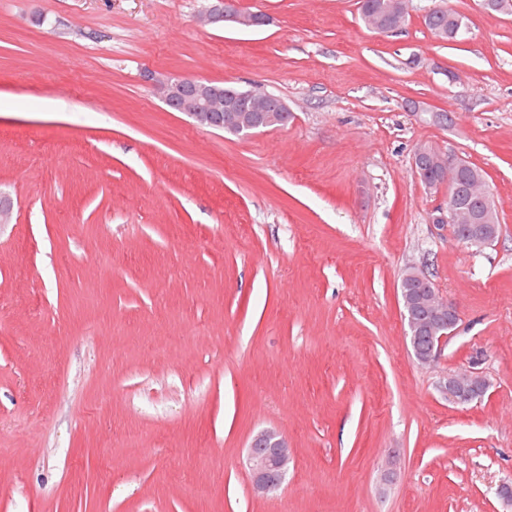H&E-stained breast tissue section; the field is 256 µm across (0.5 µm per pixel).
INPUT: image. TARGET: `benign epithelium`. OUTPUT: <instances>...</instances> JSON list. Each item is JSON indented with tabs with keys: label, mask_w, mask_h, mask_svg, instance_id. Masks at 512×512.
<instances>
[{
	"label": "benign epithelium",
	"mask_w": 512,
	"mask_h": 512,
	"mask_svg": "<svg viewBox=\"0 0 512 512\" xmlns=\"http://www.w3.org/2000/svg\"><path fill=\"white\" fill-rule=\"evenodd\" d=\"M202 19L207 24L233 23L249 27H260L266 23L261 12L241 13L232 7V0H209ZM146 81L155 85L165 98L166 103L175 111L182 112L202 127L230 129L248 133L256 129L283 126L290 115L284 101H279L280 110L263 112L260 119L246 110L240 103L224 99V92L215 88L211 82L201 79H180L147 71ZM437 163L448 172V183H453L463 167L461 159L436 151ZM477 207L468 209L439 208L438 219L460 225L462 239L479 249L493 244V225L483 223L490 211L491 198L485 193L477 194ZM411 277L420 282L419 302L431 315L432 336L426 349L418 345L422 328L414 320H409V344L416 361L428 365L435 361L448 336L459 321L455 304L444 297L429 279L414 272ZM489 381L477 372L449 374L440 381L441 393L456 405L464 406L477 397L486 394ZM288 441L276 430L266 429L258 432L250 445L248 465L252 487L257 494H268L281 488L288 468Z\"/></svg>",
	"instance_id": "7a95c632"
}]
</instances>
